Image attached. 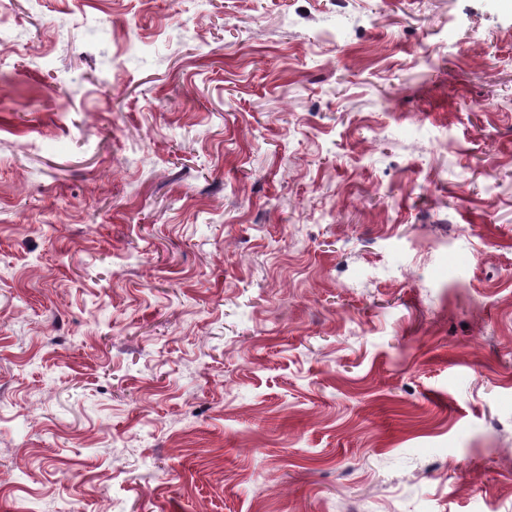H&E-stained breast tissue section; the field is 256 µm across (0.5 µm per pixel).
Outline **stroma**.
Instances as JSON below:
<instances>
[{
    "mask_svg": "<svg viewBox=\"0 0 512 512\" xmlns=\"http://www.w3.org/2000/svg\"><path fill=\"white\" fill-rule=\"evenodd\" d=\"M0 12V512H512V0Z\"/></svg>",
    "mask_w": 512,
    "mask_h": 512,
    "instance_id": "obj_1",
    "label": "stroma"
}]
</instances>
